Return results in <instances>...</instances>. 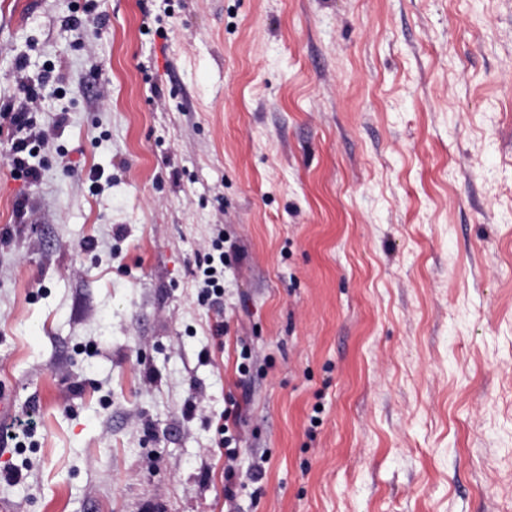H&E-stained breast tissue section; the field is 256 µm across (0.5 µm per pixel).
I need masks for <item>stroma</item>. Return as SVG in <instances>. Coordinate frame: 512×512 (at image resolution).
I'll return each instance as SVG.
<instances>
[{
	"instance_id": "obj_1",
	"label": "stroma",
	"mask_w": 512,
	"mask_h": 512,
	"mask_svg": "<svg viewBox=\"0 0 512 512\" xmlns=\"http://www.w3.org/2000/svg\"><path fill=\"white\" fill-rule=\"evenodd\" d=\"M30 89L9 512H512V0H0ZM224 251V233L218 229L211 240L210 250L206 254V261L198 276V288L202 293L208 295L210 292L216 295L223 294L224 269L231 266V263ZM212 270V273H208Z\"/></svg>"
}]
</instances>
